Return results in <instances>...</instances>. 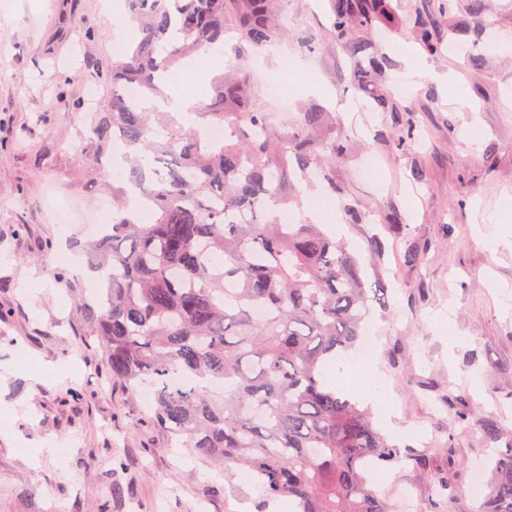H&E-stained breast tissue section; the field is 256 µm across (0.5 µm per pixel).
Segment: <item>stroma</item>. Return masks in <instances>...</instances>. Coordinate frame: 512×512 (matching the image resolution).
Segmentation results:
<instances>
[{"instance_id": "35a3bbf8", "label": "stroma", "mask_w": 512, "mask_h": 512, "mask_svg": "<svg viewBox=\"0 0 512 512\" xmlns=\"http://www.w3.org/2000/svg\"><path fill=\"white\" fill-rule=\"evenodd\" d=\"M488 6L500 48L464 58L475 20L457 14L458 52L429 60L449 85L407 87L414 40L381 41L398 76L394 98L420 123L406 147L352 84L353 60L329 35V0H290L287 41L244 61L279 131L316 108L332 113L331 135L348 143L333 166L335 191L313 179L301 188L332 201L337 236L367 287L391 290L389 306H371L369 363L339 388L355 400L376 391L375 424L401 453L424 455L425 467L382 463L372 474L386 496L411 488L415 512H428L436 475L453 469L465 488L486 463L475 418L494 416L512 436V247L492 244L512 233V0ZM123 10V0H0V512H21L19 486L63 512H260L248 474L212 468L143 426L147 404L102 371L99 286L58 258L90 235L58 224L53 201L88 213L119 182L89 164L87 127L110 94L115 33H133ZM274 81L295 99L289 115L267 90ZM461 94L474 113L459 111ZM474 117L475 140L464 133ZM352 208L363 222H350ZM49 440L68 441L66 456L41 454Z\"/></svg>"}]
</instances>
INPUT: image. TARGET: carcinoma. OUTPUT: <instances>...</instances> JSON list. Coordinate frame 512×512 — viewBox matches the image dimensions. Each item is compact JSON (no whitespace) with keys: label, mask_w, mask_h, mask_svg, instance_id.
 Segmentation results:
<instances>
[{"label":"carcinoma","mask_w":512,"mask_h":512,"mask_svg":"<svg viewBox=\"0 0 512 512\" xmlns=\"http://www.w3.org/2000/svg\"><path fill=\"white\" fill-rule=\"evenodd\" d=\"M462 1L484 15L485 0H419L403 15L402 0H333L336 48L351 55L358 90L391 114L402 144L416 121L388 94L392 63L369 52L368 34L408 28L437 55ZM288 2L125 0L137 35L112 64V95L90 133L100 143L121 138V182L139 190L153 221L112 197V232L86 250L104 282L96 335L110 378L153 390L152 425L174 447L248 472L293 512H390L369 473L400 452L324 376L364 337L370 308L358 259L320 225L284 224L277 210L288 202L290 168L318 170L336 189L343 144L324 134L328 113L309 110L290 130H273L238 64L189 108L195 128L155 105L168 100L166 75L182 60L214 52L239 61L279 42ZM128 83L139 97L125 96ZM216 127L223 138L209 135ZM489 463L480 512H512V446ZM436 484L439 512H452L454 472Z\"/></svg>","instance_id":"1"}]
</instances>
